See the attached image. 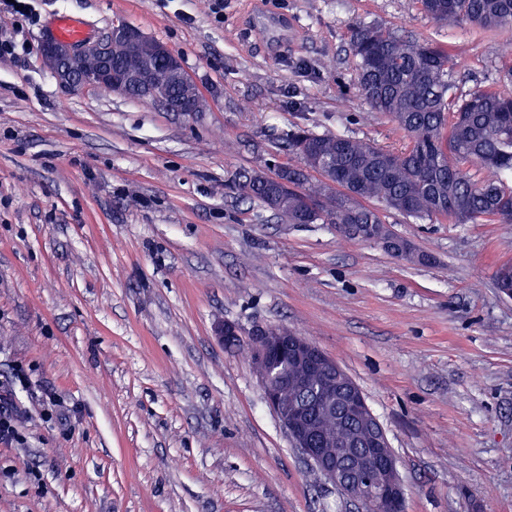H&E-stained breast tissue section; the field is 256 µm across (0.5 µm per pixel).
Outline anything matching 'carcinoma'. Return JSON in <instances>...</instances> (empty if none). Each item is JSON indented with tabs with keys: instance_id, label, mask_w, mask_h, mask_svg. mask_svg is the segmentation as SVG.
I'll return each mask as SVG.
<instances>
[{
	"instance_id": "carcinoma-1",
	"label": "carcinoma",
	"mask_w": 512,
	"mask_h": 512,
	"mask_svg": "<svg viewBox=\"0 0 512 512\" xmlns=\"http://www.w3.org/2000/svg\"><path fill=\"white\" fill-rule=\"evenodd\" d=\"M433 20L469 27L484 34L512 32V0H419ZM355 57V83L371 111L388 118L407 143L387 149L365 140L300 129L288 134L296 151L303 139L312 142L314 157L301 159L308 170L313 158L330 162L328 177L309 182L298 173L296 188L275 214L296 223V203L308 199L316 210L308 223L383 224L378 203L389 212L416 221L450 224H512V95L496 85L468 94L448 95L457 66L452 46L396 34L379 23L349 25ZM154 78L170 99L194 90L175 82L162 57H151ZM502 79L512 82V37L502 49ZM476 163L495 178L476 180L464 164ZM244 194L265 204L274 183L254 174L242 185Z\"/></svg>"
}]
</instances>
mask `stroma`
I'll return each mask as SVG.
<instances>
[{
    "instance_id": "35a3bbf8",
    "label": "stroma",
    "mask_w": 512,
    "mask_h": 512,
    "mask_svg": "<svg viewBox=\"0 0 512 512\" xmlns=\"http://www.w3.org/2000/svg\"><path fill=\"white\" fill-rule=\"evenodd\" d=\"M0 6V512H363L314 474L269 408L235 323L288 327L361 388L406 512H512V224L392 230L430 264L286 224L241 187L302 168L298 127L401 147L353 84L348 25L452 43L453 94L498 81L500 37L417 0H24ZM166 43L206 100L169 112L62 89L42 42L59 14Z\"/></svg>"
}]
</instances>
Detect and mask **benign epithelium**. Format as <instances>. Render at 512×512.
<instances>
[{
    "label": "benign epithelium",
    "instance_id": "benign-epithelium-1",
    "mask_svg": "<svg viewBox=\"0 0 512 512\" xmlns=\"http://www.w3.org/2000/svg\"><path fill=\"white\" fill-rule=\"evenodd\" d=\"M119 50H145L165 56L177 81L194 84L175 52L135 27L117 26L101 39L79 44L48 37L42 45V58L65 89L106 85L122 96L135 84L142 94L162 98L148 72L112 66V57ZM89 60L95 61L93 71L86 69ZM203 107V96L199 93L192 99L166 100L170 112H199ZM336 228L344 236L393 246L383 225L338 224ZM215 336L229 345L241 338V332L224 322L215 328ZM250 344L253 368L265 398L295 447L348 498L360 504L374 502L380 506V512H404V487L386 432L341 365L311 340L282 326L255 328L250 333ZM328 416L337 417L345 426L361 427L359 439L338 440L327 434L324 420Z\"/></svg>",
    "mask_w": 512,
    "mask_h": 512
}]
</instances>
